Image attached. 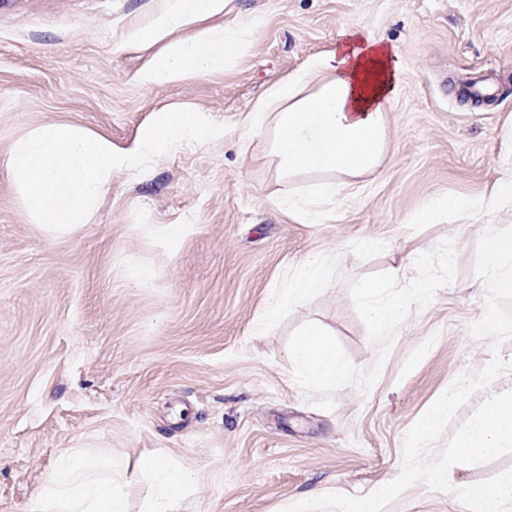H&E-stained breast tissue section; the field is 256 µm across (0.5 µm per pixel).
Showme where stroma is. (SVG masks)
<instances>
[{
	"instance_id": "35a3bbf8",
	"label": "stroma",
	"mask_w": 512,
	"mask_h": 512,
	"mask_svg": "<svg viewBox=\"0 0 512 512\" xmlns=\"http://www.w3.org/2000/svg\"><path fill=\"white\" fill-rule=\"evenodd\" d=\"M168 0H0V512H27L59 457L104 453L125 471L129 512H143L151 453L195 474L175 512H283L311 495L364 496L393 480L409 428L461 373L492 355L471 336L484 313L476 273L487 227L512 226V0H234L233 32L255 30L224 72L146 88L148 53L129 34ZM394 50L385 158L321 223L289 212L314 199L320 172L279 178L270 136L247 135L253 104L336 47L342 30ZM484 76L475 100L461 85ZM227 124L222 140L185 145L143 173L113 170L82 228L33 223L5 160L38 126L66 123L130 147L165 107ZM450 207H441V200ZM452 282L400 325L370 391L351 385L314 406L288 358L290 334L321 324L358 368L378 348L349 292L370 273L405 271L443 239ZM327 288L275 322L274 291L310 256ZM512 469V454L450 468L451 491L417 483L383 512H468L454 487Z\"/></svg>"
}]
</instances>
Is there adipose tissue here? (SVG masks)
Returning <instances> with one entry per match:
<instances>
[{
  "instance_id": "1",
  "label": "adipose tissue",
  "mask_w": 512,
  "mask_h": 512,
  "mask_svg": "<svg viewBox=\"0 0 512 512\" xmlns=\"http://www.w3.org/2000/svg\"><path fill=\"white\" fill-rule=\"evenodd\" d=\"M232 0H170L130 45L153 50L139 72L143 86L173 85L191 75L223 72L245 52L248 34L228 37L222 18ZM399 67L384 44L343 30L329 54L314 57L289 81L273 87L245 120L249 132L270 135L280 177L331 173L319 194L333 198L355 179L374 173L387 142L386 106L398 89ZM326 261L309 257L287 288L273 297L267 319L329 283ZM138 469L152 484L145 512H172L195 476L192 471L142 456ZM29 512H128L115 464L97 456H64Z\"/></svg>"
}]
</instances>
